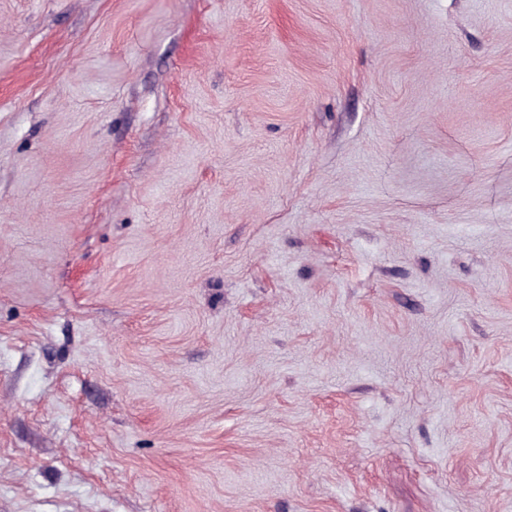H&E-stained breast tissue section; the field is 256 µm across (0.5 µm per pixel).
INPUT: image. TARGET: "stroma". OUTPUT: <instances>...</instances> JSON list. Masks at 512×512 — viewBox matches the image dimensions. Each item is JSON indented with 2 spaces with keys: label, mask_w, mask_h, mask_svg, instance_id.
Here are the masks:
<instances>
[{
  "label": "stroma",
  "mask_w": 512,
  "mask_h": 512,
  "mask_svg": "<svg viewBox=\"0 0 512 512\" xmlns=\"http://www.w3.org/2000/svg\"><path fill=\"white\" fill-rule=\"evenodd\" d=\"M0 512H512V0H0Z\"/></svg>",
  "instance_id": "35a3bbf8"
}]
</instances>
